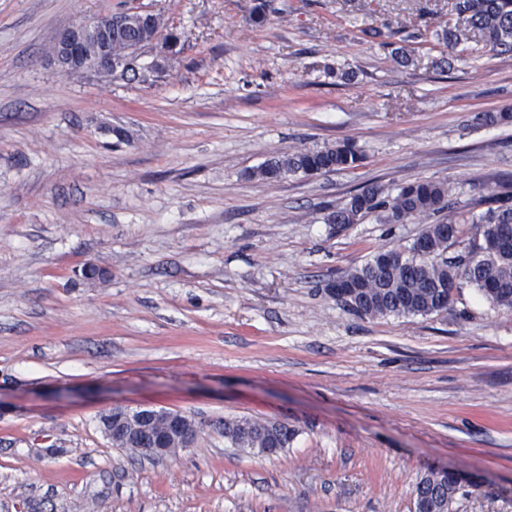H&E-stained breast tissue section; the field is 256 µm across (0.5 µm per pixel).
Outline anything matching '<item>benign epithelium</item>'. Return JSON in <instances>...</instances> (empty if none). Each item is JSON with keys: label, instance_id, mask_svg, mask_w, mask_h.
Here are the masks:
<instances>
[{"label": "benign epithelium", "instance_id": "7a95c632", "mask_svg": "<svg viewBox=\"0 0 512 512\" xmlns=\"http://www.w3.org/2000/svg\"><path fill=\"white\" fill-rule=\"evenodd\" d=\"M118 24L114 13L88 23L62 29L52 48V60L63 74L95 73L110 76L133 65L144 53L153 50L128 48L125 54L113 52L112 37ZM100 427L112 439L145 444V451L165 457L175 447L190 448L197 437V427L177 411L130 409L113 406L100 418Z\"/></svg>", "mask_w": 512, "mask_h": 512}]
</instances>
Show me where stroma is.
<instances>
[{
	"label": "stroma",
	"instance_id": "stroma-1",
	"mask_svg": "<svg viewBox=\"0 0 512 512\" xmlns=\"http://www.w3.org/2000/svg\"><path fill=\"white\" fill-rule=\"evenodd\" d=\"M451 6L0 0V512H414L448 469L449 512H512V312L464 288L439 314L362 318L327 291L426 225L324 223L350 191L434 179L468 214L512 186V125L478 122L512 111V56L439 44ZM121 9L180 32L165 79L55 70L59 31ZM346 139L352 168L251 176ZM115 405L179 411L196 442L114 447ZM240 416L296 435L229 447ZM445 472H449L453 482L444 472L433 471L419 480L414 490L415 505L420 500L429 509L428 512H448L449 505L459 489L456 483H461V477L453 470Z\"/></svg>",
	"mask_w": 512,
	"mask_h": 512
}]
</instances>
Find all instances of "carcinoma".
<instances>
[{"label":"carcinoma","mask_w":512,"mask_h":512,"mask_svg":"<svg viewBox=\"0 0 512 512\" xmlns=\"http://www.w3.org/2000/svg\"><path fill=\"white\" fill-rule=\"evenodd\" d=\"M457 16L454 28L444 32L448 41H459L460 33L476 31L493 51L512 53V0H454ZM166 32L177 42L179 34L152 16L146 22L132 14L114 39L117 49L147 42ZM361 159L356 144L347 140L334 146L276 154L251 173L263 181L307 178L352 167ZM488 207L467 217L454 213L448 184L417 179L403 184L393 196L383 195L377 186L363 188L330 210L324 222L343 229L365 216L379 212L386 224H402L419 217L431 220L423 232L399 256L377 252L360 267L342 275L353 294L344 308L357 316H430L448 310L451 290L475 289L491 307L512 311V195L492 193ZM468 225L469 247L448 255L449 243L458 238L461 225ZM224 439L235 448L282 450L290 445L295 431L282 423L250 418L226 419ZM458 486L442 472H430L416 484L415 500L428 512H448Z\"/></svg>","instance_id":"obj_1"}]
</instances>
